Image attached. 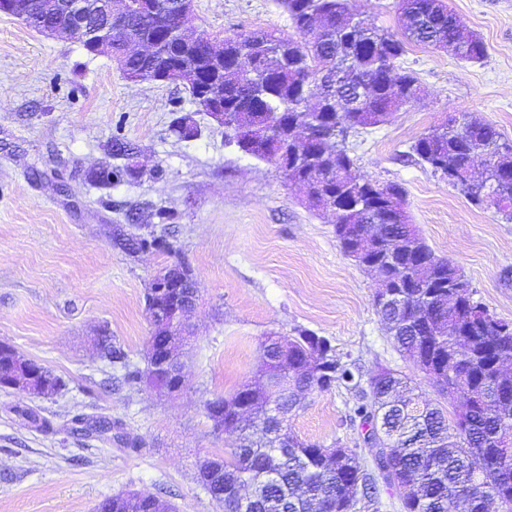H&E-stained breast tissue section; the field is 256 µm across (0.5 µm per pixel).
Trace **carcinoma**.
Masks as SVG:
<instances>
[{
  "mask_svg": "<svg viewBox=\"0 0 512 512\" xmlns=\"http://www.w3.org/2000/svg\"><path fill=\"white\" fill-rule=\"evenodd\" d=\"M291 20L294 34L257 28L226 37L224 51V134L246 154L276 166L283 142L301 143L300 166L287 176L320 195L315 205L336 204L346 192L354 207L337 216L335 233L346 256L359 262L378 257L377 277L401 303L374 302L398 350L448 399L451 415L419 391L413 379L379 366L362 386V371L336 354L330 341L308 330L295 336H269L261 345V374L284 367L294 390L269 395L262 388L223 398L222 421L214 429L236 436L224 460V498L205 489L210 498L236 512L234 488L260 485L247 512H357L359 503L381 512L382 492L391 485L365 465L366 449L336 441L328 447L301 436L280 447L278 422L272 408L292 431L290 415L307 391L344 387L354 393L350 424L372 425L382 432L393 465L406 493L403 512H456V492L478 489L470 512H487L486 501L509 492L502 487L499 445L512 442V321L495 317L480 302L463 296L456 281L463 277L449 259L437 256L411 223L405 191L398 184L379 185L361 178L347 149L338 145L336 128L354 132L385 124L395 112L421 93L411 72H396L405 41L478 61L484 42L462 30L445 0H399L406 40L368 24L352 12L349 0H277ZM167 22L159 17L129 14L128 34L140 39L159 33ZM344 70L352 83L367 89L362 105L347 107L348 86L326 85L324 79ZM173 123L184 139L195 138L198 126L189 113ZM113 155L125 160L112 167L117 181L132 173L126 163L135 147L117 139ZM418 159L439 168L464 171L481 157L495 170L491 199L497 213L512 223V140L473 113H462L432 127L412 145ZM112 238L141 250L174 252L164 237H133L115 226ZM329 346V357L340 366L336 376H312L306 369L315 351L313 337ZM102 357L125 370L129 386L143 383L146 370L133 364L99 337ZM31 360L0 343V376L25 373ZM95 512H166L155 495L132 491L99 502Z\"/></svg>",
  "mask_w": 512,
  "mask_h": 512,
  "instance_id": "1",
  "label": "carcinoma"
}]
</instances>
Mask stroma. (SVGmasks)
Wrapping results in <instances>:
<instances>
[{"instance_id":"1","label":"stroma","mask_w":512,"mask_h":512,"mask_svg":"<svg viewBox=\"0 0 512 512\" xmlns=\"http://www.w3.org/2000/svg\"><path fill=\"white\" fill-rule=\"evenodd\" d=\"M486 45L478 61L406 43L400 67L423 88L387 124L361 130L347 152L364 179L406 191L413 224L452 260L475 300L512 321V224L478 208L411 144L431 127L474 112L512 140V0H448ZM196 32L233 36L256 28L292 34L277 0H195ZM188 92L126 80L78 40L46 37L0 14V342L47 367L63 386L50 398L0 390V512H95L104 498L148 491L177 512H222L197 482L200 464L234 440L215 431L208 401L251 383L269 334L307 329L371 372L392 368L422 382L385 331L373 277L346 256L331 216L310 209L275 165L243 153L198 114L183 140L171 122L196 112ZM122 139L139 149L141 173L102 186L91 174L116 162ZM149 202L170 218L154 229L175 253L129 254L112 227ZM195 276L199 301L184 383L172 395L133 389L97 355L107 329L143 365L151 324L145 295L175 261ZM353 395L309 391L290 418L300 436L354 446L345 417ZM77 415L105 416L112 433L77 434Z\"/></svg>"}]
</instances>
